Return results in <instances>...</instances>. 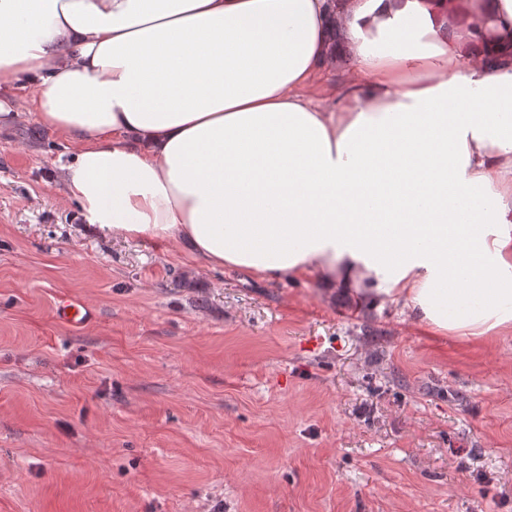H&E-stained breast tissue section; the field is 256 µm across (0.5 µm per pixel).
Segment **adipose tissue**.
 I'll return each instance as SVG.
<instances>
[{
	"instance_id": "adipose-tissue-1",
	"label": "adipose tissue",
	"mask_w": 512,
	"mask_h": 512,
	"mask_svg": "<svg viewBox=\"0 0 512 512\" xmlns=\"http://www.w3.org/2000/svg\"><path fill=\"white\" fill-rule=\"evenodd\" d=\"M0 81L97 231L512 328V0H0Z\"/></svg>"
}]
</instances>
